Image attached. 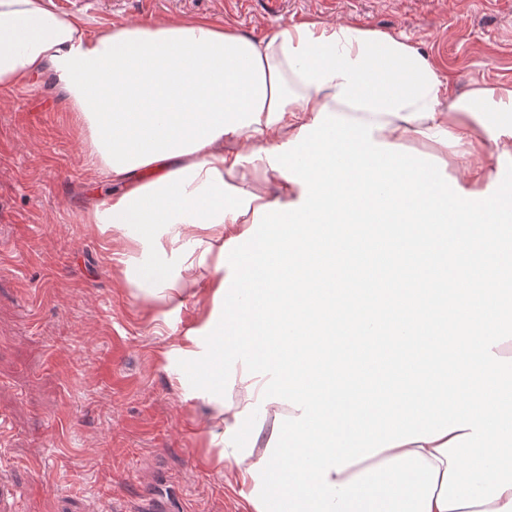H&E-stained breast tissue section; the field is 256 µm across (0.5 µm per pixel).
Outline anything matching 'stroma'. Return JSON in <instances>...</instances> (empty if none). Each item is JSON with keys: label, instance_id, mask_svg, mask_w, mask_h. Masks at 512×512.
<instances>
[{"label": "stroma", "instance_id": "stroma-1", "mask_svg": "<svg viewBox=\"0 0 512 512\" xmlns=\"http://www.w3.org/2000/svg\"><path fill=\"white\" fill-rule=\"evenodd\" d=\"M96 34L133 24L141 0H70ZM156 19H207L256 38L342 19L403 37L456 93L512 84V0H154ZM52 73L0 89V512H251L213 462L210 408L187 398L196 364L173 340L206 317L160 316L115 254L130 238L84 221L112 188L90 162ZM59 474L54 491L35 474Z\"/></svg>", "mask_w": 512, "mask_h": 512}]
</instances>
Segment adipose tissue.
<instances>
[{"instance_id": "obj_1", "label": "adipose tissue", "mask_w": 512, "mask_h": 512, "mask_svg": "<svg viewBox=\"0 0 512 512\" xmlns=\"http://www.w3.org/2000/svg\"><path fill=\"white\" fill-rule=\"evenodd\" d=\"M47 71L120 186L85 220L132 229L154 256L142 280L161 281L149 296L177 313L201 295L187 272H222L208 318L172 350L198 363L188 395L223 424L216 463L253 512H512V298L498 297L512 285V86L455 93L402 38L348 23L91 36L47 0H0V88ZM356 224L383 225L399 293L370 310L354 279L307 307L327 250L368 247ZM434 276L455 296L426 288ZM437 313L463 351L438 339L410 355V384L380 416L348 396L322 404L273 346L285 317L312 343L368 318L388 345L390 318L421 331ZM246 421L263 447L241 448Z\"/></svg>"}]
</instances>
